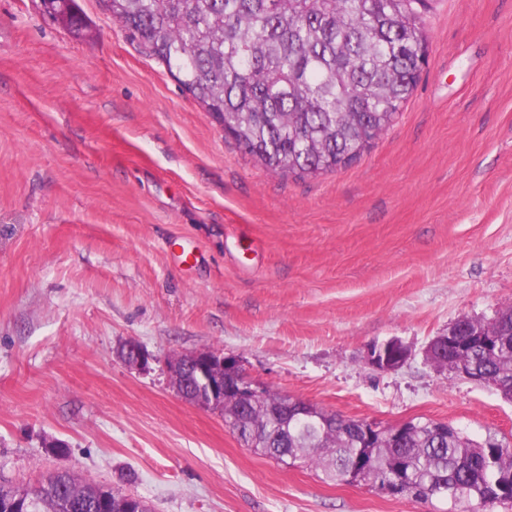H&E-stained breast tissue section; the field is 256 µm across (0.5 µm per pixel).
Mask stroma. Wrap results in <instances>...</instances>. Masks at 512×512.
<instances>
[{
  "mask_svg": "<svg viewBox=\"0 0 512 512\" xmlns=\"http://www.w3.org/2000/svg\"><path fill=\"white\" fill-rule=\"evenodd\" d=\"M78 3L86 37L0 0V479L132 472L154 512H448L241 445L165 363L219 351L346 417L512 447V401L426 357L512 304V0H429L396 121L304 178L245 154L101 0ZM393 338L407 362L371 367ZM410 354L408 348L398 339L382 344H373L368 348V363L381 371H394L402 367Z\"/></svg>",
  "mask_w": 512,
  "mask_h": 512,
  "instance_id": "stroma-1",
  "label": "stroma"
}]
</instances>
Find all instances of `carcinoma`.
<instances>
[{
	"mask_svg": "<svg viewBox=\"0 0 512 512\" xmlns=\"http://www.w3.org/2000/svg\"><path fill=\"white\" fill-rule=\"evenodd\" d=\"M425 0H105L112 17L137 36L183 87L226 127L239 148L284 176L317 175L360 158L395 121L421 70ZM53 16L84 27L77 0H53ZM497 353L463 359L512 379V305L492 320ZM270 388L248 406L215 405L240 442L261 454L303 461L335 484L376 488L396 480L404 497L443 499L478 512L512 501V448L463 433L438 438L419 420L402 442L356 443L361 421L316 405L301 419L281 410ZM110 486L54 474L28 493L32 512H102Z\"/></svg>",
	"mask_w": 512,
	"mask_h": 512,
	"instance_id": "obj_1",
	"label": "carcinoma"
}]
</instances>
